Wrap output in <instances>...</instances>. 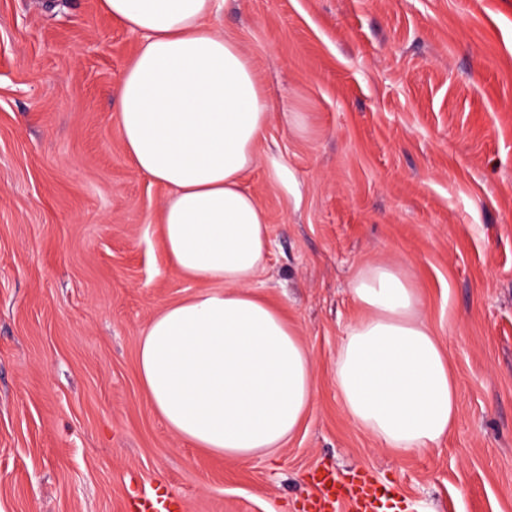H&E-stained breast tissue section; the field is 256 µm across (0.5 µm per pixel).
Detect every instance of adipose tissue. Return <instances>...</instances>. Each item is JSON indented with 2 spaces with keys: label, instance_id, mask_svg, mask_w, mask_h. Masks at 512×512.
<instances>
[{
  "label": "adipose tissue",
  "instance_id": "ef3b65f1",
  "mask_svg": "<svg viewBox=\"0 0 512 512\" xmlns=\"http://www.w3.org/2000/svg\"><path fill=\"white\" fill-rule=\"evenodd\" d=\"M141 44L118 79V131L135 169L168 189L159 229L173 271L199 283L146 328L138 376L169 429L213 455L247 460L282 448L311 408L313 356L297 324L254 283L269 228L243 177L264 165L285 198L287 164L256 146L273 112L253 60L213 25L218 0H100ZM351 295L362 317L334 368L347 417L384 447L439 445L459 413L457 380L398 264L366 265Z\"/></svg>",
  "mask_w": 512,
  "mask_h": 512
}]
</instances>
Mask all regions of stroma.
Segmentation results:
<instances>
[{"label": "stroma", "mask_w": 512, "mask_h": 512, "mask_svg": "<svg viewBox=\"0 0 512 512\" xmlns=\"http://www.w3.org/2000/svg\"><path fill=\"white\" fill-rule=\"evenodd\" d=\"M217 25L274 106L259 155L300 187L295 205L264 167L244 178L271 236L255 286L299 326L315 401L246 463L148 407L140 339L198 285L162 250L167 188L118 133L140 37L99 0H0V512H123L159 486L185 512H302L317 469L398 485L396 512H512V0H228ZM370 261L401 266L459 382L455 428L420 454L336 393Z\"/></svg>", "instance_id": "1"}]
</instances>
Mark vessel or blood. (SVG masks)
I'll use <instances>...</instances> for the list:
<instances>
[{
    "label": "vessel or blood",
    "instance_id": "1",
    "mask_svg": "<svg viewBox=\"0 0 512 512\" xmlns=\"http://www.w3.org/2000/svg\"><path fill=\"white\" fill-rule=\"evenodd\" d=\"M319 493L303 505V512H338L346 506L348 512H393L397 506L398 491L395 486L381 483L363 470L350 472L345 480H336L326 471L313 476ZM180 499L166 488H156L153 493H131L126 512H181Z\"/></svg>",
    "mask_w": 512,
    "mask_h": 512
}]
</instances>
